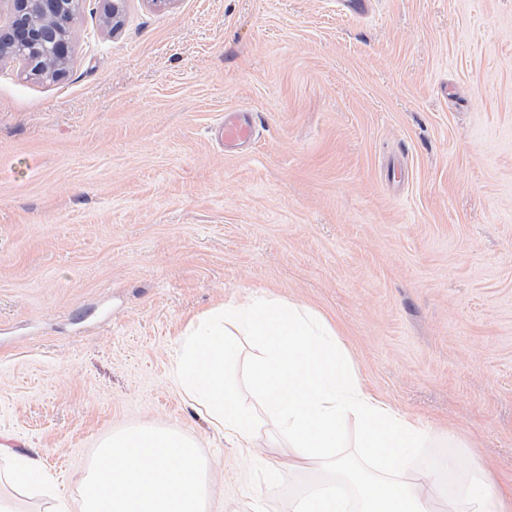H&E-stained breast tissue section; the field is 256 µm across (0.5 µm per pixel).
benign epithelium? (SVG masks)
I'll return each mask as SVG.
<instances>
[{"instance_id":"1","label":"benign epithelium","mask_w":512,"mask_h":512,"mask_svg":"<svg viewBox=\"0 0 512 512\" xmlns=\"http://www.w3.org/2000/svg\"><path fill=\"white\" fill-rule=\"evenodd\" d=\"M13 41L48 50L44 72L60 77L69 62V29L79 0H6Z\"/></svg>"}]
</instances>
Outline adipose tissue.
<instances>
[{
    "instance_id": "adipose-tissue-1",
    "label": "adipose tissue",
    "mask_w": 512,
    "mask_h": 512,
    "mask_svg": "<svg viewBox=\"0 0 512 512\" xmlns=\"http://www.w3.org/2000/svg\"><path fill=\"white\" fill-rule=\"evenodd\" d=\"M240 336L257 348L247 372L253 408L225 373ZM172 382L237 445L271 423L281 458L267 465L268 475L315 474L292 512H512V486L502 487L486 466L471 468L467 482L454 487L428 471L406 474L412 449L441 441V434L371 397L335 325L304 305L257 296L202 318L175 353ZM351 416L361 426L354 460L336 453ZM11 459V487L55 501V512H204L210 493L195 441L170 428L139 426L104 438L75 509L57 483L42 479L34 458Z\"/></svg>"
}]
</instances>
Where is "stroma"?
Returning a JSON list of instances; mask_svg holds the SVG:
<instances>
[{
	"label": "stroma",
	"mask_w": 512,
	"mask_h": 512,
	"mask_svg": "<svg viewBox=\"0 0 512 512\" xmlns=\"http://www.w3.org/2000/svg\"><path fill=\"white\" fill-rule=\"evenodd\" d=\"M55 80L0 57V445L77 498L101 440L195 438L218 512H290L171 380L263 293L332 320L364 388L512 477V0H81ZM255 140L229 152L225 113Z\"/></svg>",
	"instance_id": "35a3bbf8"
}]
</instances>
